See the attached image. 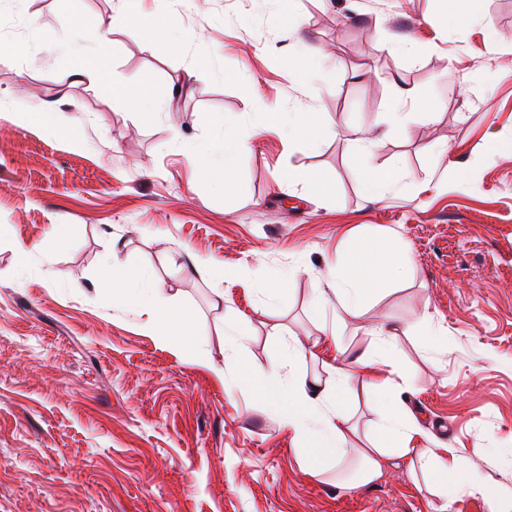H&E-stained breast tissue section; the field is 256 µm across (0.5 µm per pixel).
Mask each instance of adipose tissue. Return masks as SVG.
<instances>
[{"instance_id":"1","label":"adipose tissue","mask_w":512,"mask_h":512,"mask_svg":"<svg viewBox=\"0 0 512 512\" xmlns=\"http://www.w3.org/2000/svg\"><path fill=\"white\" fill-rule=\"evenodd\" d=\"M111 34V29L91 18L72 28L71 74L111 89L114 95L136 108L148 110L147 79L129 81L113 77L99 65L111 43ZM246 147L247 140L239 127L225 123L222 138L208 148L206 174L231 180L237 160ZM398 257L394 243L388 239L372 238L356 244L345 263L329 269L326 286L318 296L319 304L327 305L329 299L334 298L345 311L361 308L370 295L383 290L398 275ZM103 279L112 285L113 302L122 303L132 294H140L147 327L163 339H177L178 353L191 355L199 367L216 379H223V367L194 340L191 315L173 298H162L161 288L147 271L127 269L113 252L105 261ZM370 333L377 339L375 349L351 361L328 365L323 378L295 372V365L314 356L318 346L317 341L297 336L288 338L283 357L272 360L268 366L269 376L263 387L266 400L282 412L285 427L299 445L307 473L317 476L328 472L330 467H343L354 458L358 464L351 480L364 486L381 476L383 459L396 456L405 459L410 467L424 471L440 498H447L452 488L482 490V476L465 449L419 447L418 442L425 439V432L392 401L398 381L406 377L388 357L398 334L381 323L373 325ZM359 378L363 379L368 395L380 396L382 403L376 408L377 439L370 447L355 450L347 445L348 417L343 401Z\"/></svg>"}]
</instances>
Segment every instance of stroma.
<instances>
[{
	"mask_svg": "<svg viewBox=\"0 0 512 512\" xmlns=\"http://www.w3.org/2000/svg\"><path fill=\"white\" fill-rule=\"evenodd\" d=\"M140 7L168 16L170 46L127 26L104 65L148 78L149 122L69 74L68 22L111 20L122 0H0V512H491L488 492L512 491V0H471L463 22L455 0ZM397 100L404 131L363 163L349 130L387 126ZM41 106L73 137L22 121ZM288 110L307 123L292 142L271 127ZM228 117L249 148L227 186L185 145ZM371 166L405 175L377 203L362 194ZM384 235L405 261L388 289L352 313L318 309L337 252ZM114 246L194 311L223 381L150 335L135 300L104 294ZM265 282L282 292L266 298ZM378 322L399 330L400 401L431 447L465 449L487 494L442 503L395 457L366 486L302 470L261 396L270 359L287 336L317 337L297 370L325 375L374 348ZM228 324L252 337V382L225 358ZM344 408L349 442L368 445L373 405L356 393Z\"/></svg>",
	"mask_w": 512,
	"mask_h": 512,
	"instance_id": "1",
	"label": "stroma"
}]
</instances>
